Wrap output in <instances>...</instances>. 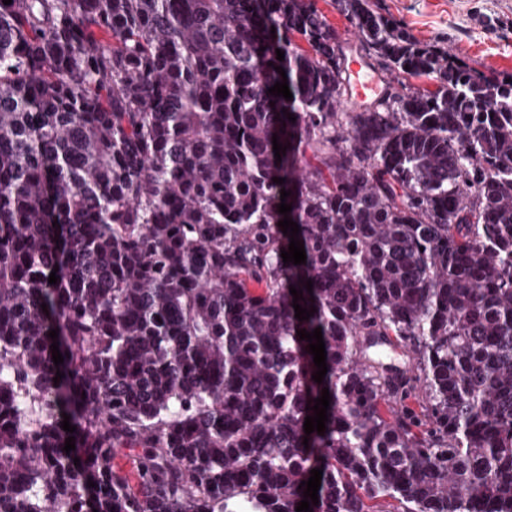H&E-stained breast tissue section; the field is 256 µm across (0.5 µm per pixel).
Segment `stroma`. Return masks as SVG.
Returning a JSON list of instances; mask_svg holds the SVG:
<instances>
[{
  "label": "stroma",
  "instance_id": "stroma-1",
  "mask_svg": "<svg viewBox=\"0 0 512 512\" xmlns=\"http://www.w3.org/2000/svg\"><path fill=\"white\" fill-rule=\"evenodd\" d=\"M420 41L489 75H512V0H372Z\"/></svg>",
  "mask_w": 512,
  "mask_h": 512
}]
</instances>
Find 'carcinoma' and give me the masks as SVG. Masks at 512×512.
<instances>
[{
  "mask_svg": "<svg viewBox=\"0 0 512 512\" xmlns=\"http://www.w3.org/2000/svg\"><path fill=\"white\" fill-rule=\"evenodd\" d=\"M337 4L435 90L340 111L310 0H0V512H512V76Z\"/></svg>",
  "mask_w": 512,
  "mask_h": 512,
  "instance_id": "obj_1",
  "label": "carcinoma"
}]
</instances>
